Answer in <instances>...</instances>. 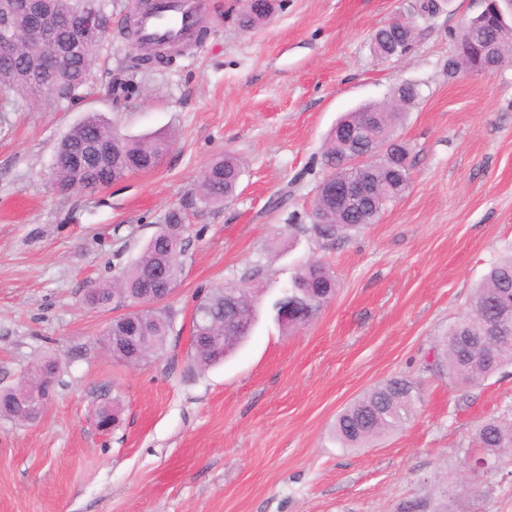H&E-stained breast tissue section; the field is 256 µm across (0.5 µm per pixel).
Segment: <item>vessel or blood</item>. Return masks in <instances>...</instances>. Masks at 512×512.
<instances>
[{
    "label": "vessel or blood",
    "mask_w": 512,
    "mask_h": 512,
    "mask_svg": "<svg viewBox=\"0 0 512 512\" xmlns=\"http://www.w3.org/2000/svg\"><path fill=\"white\" fill-rule=\"evenodd\" d=\"M209 10V0H150L137 9L138 37L148 45L196 43L209 22Z\"/></svg>",
    "instance_id": "b4317fda"
}]
</instances>
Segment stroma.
Masks as SVG:
<instances>
[{
  "label": "stroma",
  "mask_w": 512,
  "mask_h": 512,
  "mask_svg": "<svg viewBox=\"0 0 512 512\" xmlns=\"http://www.w3.org/2000/svg\"><path fill=\"white\" fill-rule=\"evenodd\" d=\"M135 0L109 7L107 52L80 100L0 106V389L46 360L52 396L33 423L0 416V512H399L427 500L450 512H512V454L478 475L459 467L482 422L512 423V367L473 385L432 369L449 325L471 313L489 268L512 254V65L448 76L463 22L483 0H438L409 52L381 61L372 33L409 0H279L243 29L241 0H210L208 33L171 66L138 72L121 36ZM420 89L394 131L410 185L377 221L347 235L312 228L336 121ZM123 134L168 133L160 167L107 188L60 194L49 172L60 138L88 113ZM233 154L235 196L185 202L213 159ZM183 211V271L163 302L165 353L146 366L112 356L110 310L85 301L118 278ZM329 267L336 293L307 323L272 309L304 264ZM258 304L249 341L223 364L190 360L194 309L215 288ZM394 377L416 385L413 418L363 448H343L337 413ZM119 426L92 417L105 398ZM162 64H168V62L155 56H132L130 59V65L122 68L118 72L121 76H117L113 79V81H111L112 95H115L117 100L121 99L122 97L124 98L127 95V89L130 86H133V77L137 70L143 68L144 66Z\"/></svg>",
  "instance_id": "obj_1"
}]
</instances>
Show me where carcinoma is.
Returning <instances> with one entry per match:
<instances>
[{"mask_svg":"<svg viewBox=\"0 0 512 512\" xmlns=\"http://www.w3.org/2000/svg\"><path fill=\"white\" fill-rule=\"evenodd\" d=\"M59 20L60 38L65 41L74 36L73 21L86 6L105 10V0H51ZM106 49V37L98 33L88 37L81 53L69 57L59 65L47 67L30 55L9 67L0 66V101L21 99L35 106L46 99L73 103L81 97L94 76V66ZM165 60L155 56H133L130 65L119 71L111 81L112 94L120 99L127 95L137 70L151 65H162ZM403 116L401 112L382 111L364 116L351 112L340 120L343 127H363L368 140L389 139ZM90 141L102 146L112 145V156L106 161L93 157L86 161L90 167L89 182L70 166L52 165L51 181L60 193L73 190L94 191L119 181L131 173L128 162L139 161V171L149 172L160 165L169 139L163 136L126 138L115 140L112 125L100 114L90 113L73 126L60 140L59 145L68 153H81ZM330 174L353 180L358 169L349 163V154L332 139L323 156ZM375 181L382 198L380 206L372 211L352 217L344 224H329L330 208L325 199L314 206V229L322 236L347 234L376 220L385 206L401 196L410 183L408 166H403V176L393 175L391 160L379 156L374 161ZM243 173L241 162L232 155L212 161L200 177L192 198L196 207L207 209L224 205L233 197ZM185 225L178 213L170 216L169 223L146 244L138 259L114 283L93 287L88 303L94 307L108 308L112 303L125 299L139 308L136 321L112 320L106 330V344L112 345V356L133 365H147L165 350L170 318L158 307L162 299L177 286L183 269V234ZM335 279L330 270L319 262L304 265L288 287V295L303 297L311 293L317 297L334 293ZM236 287L218 288L198 302L193 318L191 340L192 361L200 369L223 362L247 340L255 322V304L250 299L234 308L232 296ZM512 321V255L493 264L478 286L471 316L452 324L434 354L435 366L452 379L463 384H475L506 366H512V339L490 344L482 339L486 323L500 317ZM50 365L43 372L30 376L17 391H42L49 384ZM15 391V392H17ZM15 392L0 390V415L18 422H30L39 412L33 407L22 408L12 401ZM416 401L415 385L406 378H392L381 383L343 408L336 416L334 435L344 448H358L367 442L393 432L411 419ZM512 448V425L491 418L477 429L473 448L462 451L461 468L474 471V464L481 458L501 459Z\"/></svg>","mask_w":512,"mask_h":512,"instance_id":"carcinoma-1","label":"carcinoma"}]
</instances>
